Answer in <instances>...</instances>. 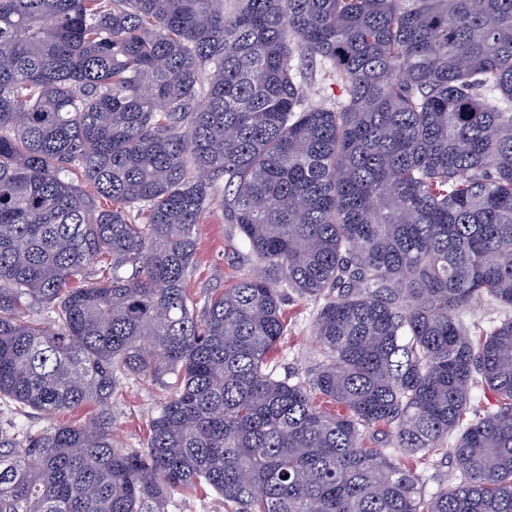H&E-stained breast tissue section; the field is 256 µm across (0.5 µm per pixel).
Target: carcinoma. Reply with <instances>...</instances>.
Instances as JSON below:
<instances>
[{"label": "carcinoma", "instance_id": "carcinoma-1", "mask_svg": "<svg viewBox=\"0 0 512 512\" xmlns=\"http://www.w3.org/2000/svg\"><path fill=\"white\" fill-rule=\"evenodd\" d=\"M221 197L261 271L198 299ZM288 289L323 301L295 381ZM511 308L512 0H0V406L53 419L0 427V512H512ZM127 376L167 393L142 448ZM304 70L303 72H306V77L308 78V84L306 85V92H307V100L309 104H319L322 101L323 95H324V87H328L331 81H325L323 79V74L320 72L319 68L315 70L313 69V72L308 68L307 70ZM164 391L147 379H124L112 398V430L124 448H142L148 437L151 410ZM402 461L417 473L423 474L426 487L430 492L447 488L454 482V468L449 458L437 456L420 461L422 463L418 461L417 466L414 460L402 458ZM168 512H225L218 495L211 489L203 492H175Z\"/></svg>", "mask_w": 512, "mask_h": 512}]
</instances>
